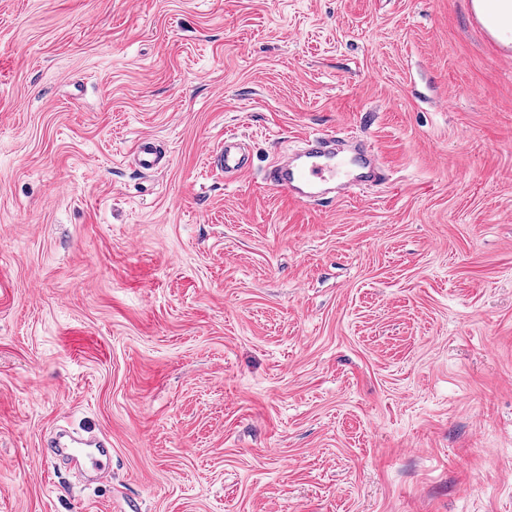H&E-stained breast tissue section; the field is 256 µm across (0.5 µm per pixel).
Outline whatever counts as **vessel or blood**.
<instances>
[{
	"label": "vessel or blood",
	"instance_id": "b4317fda",
	"mask_svg": "<svg viewBox=\"0 0 512 512\" xmlns=\"http://www.w3.org/2000/svg\"><path fill=\"white\" fill-rule=\"evenodd\" d=\"M132 154L146 173L161 171L168 163L165 151L148 138L140 139ZM213 158L216 166L229 177H239L250 170L244 144L233 137L225 138ZM379 175V160L370 145L359 141L350 150L340 153L334 147L333 136L328 135L309 143L296 155L279 156L271 167L270 181L282 192L308 200L316 196L320 186L330 184L348 192L377 180ZM111 445L110 438L104 435L72 437L49 443L46 452L66 456L78 452L82 467L105 478L111 472Z\"/></svg>",
	"mask_w": 512,
	"mask_h": 512
}]
</instances>
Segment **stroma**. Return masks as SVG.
I'll list each match as a JSON object with an SVG mask.
<instances>
[{
    "mask_svg": "<svg viewBox=\"0 0 512 512\" xmlns=\"http://www.w3.org/2000/svg\"><path fill=\"white\" fill-rule=\"evenodd\" d=\"M483 13L0 0V512H512V43ZM340 132L383 183L268 181ZM67 424L111 480L42 456ZM211 157L217 167L224 171L225 176L240 177L249 172L250 163L246 148L234 137L224 139V144ZM139 168L145 173L162 171L168 163V155L149 138L140 139L132 151Z\"/></svg>",
    "mask_w": 512,
    "mask_h": 512,
    "instance_id": "obj_1",
    "label": "stroma"
}]
</instances>
